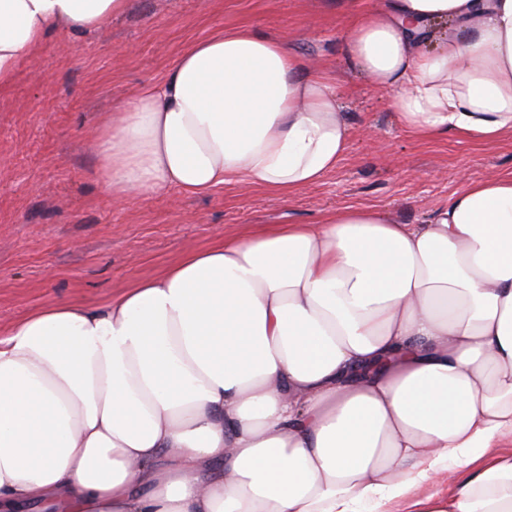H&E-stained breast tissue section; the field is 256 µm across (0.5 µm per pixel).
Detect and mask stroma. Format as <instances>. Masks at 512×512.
I'll return each instance as SVG.
<instances>
[{
	"mask_svg": "<svg viewBox=\"0 0 512 512\" xmlns=\"http://www.w3.org/2000/svg\"><path fill=\"white\" fill-rule=\"evenodd\" d=\"M351 22V0H130L96 31L51 33L0 90V334L43 306L105 305L189 247L269 224H317L342 206L424 224L465 181L512 172V135L478 145L403 130L388 93L346 61ZM222 28L270 35L335 73L350 127L344 157L321 183L286 197L237 184L113 208L90 148L101 116Z\"/></svg>",
	"mask_w": 512,
	"mask_h": 512,
	"instance_id": "stroma-1",
	"label": "stroma"
}]
</instances>
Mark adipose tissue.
<instances>
[{
	"label": "adipose tissue",
	"instance_id": "obj_1",
	"mask_svg": "<svg viewBox=\"0 0 512 512\" xmlns=\"http://www.w3.org/2000/svg\"><path fill=\"white\" fill-rule=\"evenodd\" d=\"M128 0H0V88ZM452 32L436 36L434 24ZM351 69L423 140L512 135V0H380ZM336 79L253 30L193 43L100 119L97 180L289 196L341 160ZM512 512V173L425 224L371 207L188 250L103 308L0 338V512Z\"/></svg>",
	"mask_w": 512,
	"mask_h": 512
}]
</instances>
